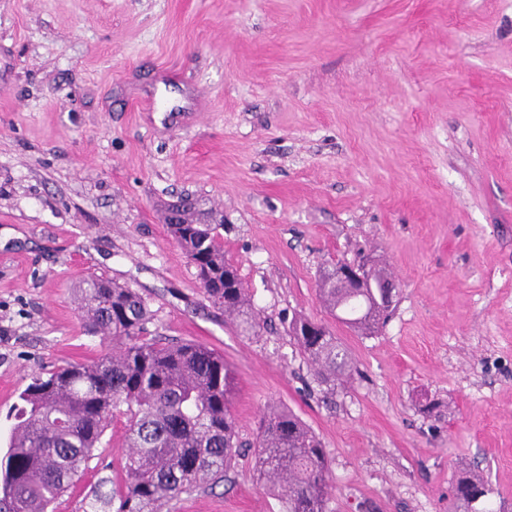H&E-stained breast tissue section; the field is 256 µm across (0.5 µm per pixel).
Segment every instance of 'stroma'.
<instances>
[{
	"label": "stroma",
	"instance_id": "35a3bbf8",
	"mask_svg": "<svg viewBox=\"0 0 512 512\" xmlns=\"http://www.w3.org/2000/svg\"><path fill=\"white\" fill-rule=\"evenodd\" d=\"M186 199L223 224L258 335L168 235ZM363 256L400 288L372 335L317 288ZM92 274L223 355L242 440L270 404L303 420L329 512H448L463 468L512 512V0H0V456L33 374L111 351L77 314ZM295 315L347 349L335 393ZM124 425L55 512L122 484ZM253 466L172 512H281Z\"/></svg>",
	"mask_w": 512,
	"mask_h": 512
}]
</instances>
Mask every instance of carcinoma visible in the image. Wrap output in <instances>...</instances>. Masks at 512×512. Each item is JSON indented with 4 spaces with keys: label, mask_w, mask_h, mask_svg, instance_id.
<instances>
[{
    "label": "carcinoma",
    "mask_w": 512,
    "mask_h": 512,
    "mask_svg": "<svg viewBox=\"0 0 512 512\" xmlns=\"http://www.w3.org/2000/svg\"><path fill=\"white\" fill-rule=\"evenodd\" d=\"M168 233L195 264L208 298L246 334L263 321L236 265L224 257L222 224H169ZM334 273L319 279V297L339 322L361 333L382 328L398 300L388 275L371 266L362 288H338ZM87 332L112 341L96 361L41 372L13 407L8 450L0 459V502L8 512H49L84 476L116 415L125 418L124 485L97 500L116 512H166L183 494L224 482L247 444L231 412V372L224 356L191 342L147 337L153 314L128 288L91 275L77 291ZM290 330L313 370L332 393L349 372L348 354L323 323L304 317ZM256 472L282 512H328L330 461L320 440L292 411L268 406L255 446ZM493 489L462 471L448 512H495Z\"/></svg>",
    "instance_id": "carcinoma-1"
}]
</instances>
